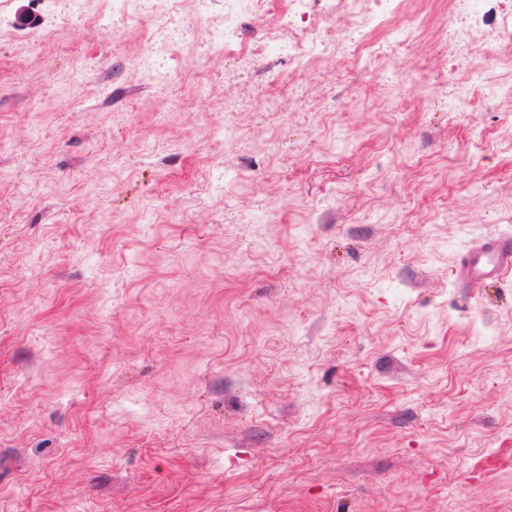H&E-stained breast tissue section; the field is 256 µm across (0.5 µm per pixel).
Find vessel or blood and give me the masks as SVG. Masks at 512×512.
Instances as JSON below:
<instances>
[{"mask_svg": "<svg viewBox=\"0 0 512 512\" xmlns=\"http://www.w3.org/2000/svg\"><path fill=\"white\" fill-rule=\"evenodd\" d=\"M512 273V240L490 239L473 245L456 272L461 287L477 288Z\"/></svg>", "mask_w": 512, "mask_h": 512, "instance_id": "obj_1", "label": "vessel or blood"}]
</instances>
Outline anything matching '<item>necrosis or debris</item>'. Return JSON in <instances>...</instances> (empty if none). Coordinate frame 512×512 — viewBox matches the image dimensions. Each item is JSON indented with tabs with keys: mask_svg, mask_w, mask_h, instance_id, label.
I'll return each mask as SVG.
<instances>
[{
	"mask_svg": "<svg viewBox=\"0 0 512 512\" xmlns=\"http://www.w3.org/2000/svg\"><path fill=\"white\" fill-rule=\"evenodd\" d=\"M320 2L314 9L311 0H283L282 9L273 13L269 0H224V19L217 23L212 18L213 0H112L104 13L93 12L91 0H67L73 15L98 26L118 20L126 30L137 32L142 23H150L153 35L144 41L136 64L152 79L166 78L185 66L178 40L165 26L168 18L183 11L190 18L189 33L202 36L212 58L234 50L245 58H293L308 68L316 67L329 46L349 43L353 66L367 70L425 29L424 17L411 8L410 0ZM494 2H451L448 24L439 35L447 40L453 59L466 68L468 80L453 86L449 111H473L502 92L512 98V84L499 81L474 60L475 53L484 51L512 64V9L496 10ZM255 20L264 23L260 37L244 40L243 27Z\"/></svg>",
	"mask_w": 512,
	"mask_h": 512,
	"instance_id": "4bbe7bcc",
	"label": "necrosis or debris"
}]
</instances>
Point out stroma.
<instances>
[{
	"mask_svg": "<svg viewBox=\"0 0 512 512\" xmlns=\"http://www.w3.org/2000/svg\"><path fill=\"white\" fill-rule=\"evenodd\" d=\"M412 6L392 82L9 25L0 512H512V276L455 282L512 237V101L449 111ZM512 273V240L490 239L473 245L465 253L456 272L461 288H478L491 281L498 282Z\"/></svg>",
	"mask_w": 512,
	"mask_h": 512,
	"instance_id": "stroma-1",
	"label": "stroma"
}]
</instances>
